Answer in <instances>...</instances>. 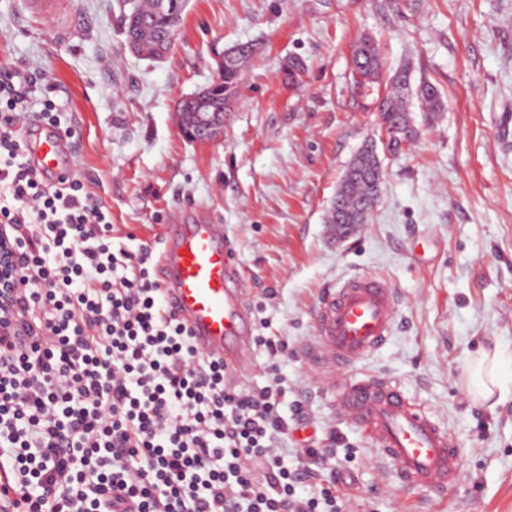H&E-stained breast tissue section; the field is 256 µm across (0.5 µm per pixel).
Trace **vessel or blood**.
<instances>
[{"mask_svg": "<svg viewBox=\"0 0 512 512\" xmlns=\"http://www.w3.org/2000/svg\"><path fill=\"white\" fill-rule=\"evenodd\" d=\"M27 144L44 177L70 172L75 150L55 128L28 127ZM160 243L158 282L166 303L184 322L199 352L241 377L250 338L242 303L229 286L232 263L223 225L173 224ZM394 322L395 296L385 279H349L322 302L314 358L339 371L350 368L387 343ZM336 411L392 462L402 484L443 495L456 482L459 458L451 436L393 381L362 375L337 383Z\"/></svg>", "mask_w": 512, "mask_h": 512, "instance_id": "vessel-or-blood-1", "label": "vessel or blood"}]
</instances>
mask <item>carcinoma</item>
<instances>
[{
    "label": "carcinoma",
    "mask_w": 512,
    "mask_h": 512,
    "mask_svg": "<svg viewBox=\"0 0 512 512\" xmlns=\"http://www.w3.org/2000/svg\"><path fill=\"white\" fill-rule=\"evenodd\" d=\"M124 32L140 37L149 45L153 40L166 34L168 23L158 13L148 14V23L126 18ZM256 47L251 43L241 44V54L224 69V76L215 94L214 105L229 106L238 93V86L246 63L255 56ZM352 65L355 73L365 84L377 82L383 72V64L378 47L374 42L362 37L353 49ZM387 93L379 105L381 122L390 130L386 149L395 152L405 142H411L413 129L409 117V100L417 98L426 112H440L443 104L434 86L423 83L412 87L409 66H404L386 78ZM383 168L374 156V147L366 145L349 162L336 190V210L328 211V224H362L361 212H373L382 193Z\"/></svg>",
    "instance_id": "obj_1"
}]
</instances>
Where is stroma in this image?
Wrapping results in <instances>:
<instances>
[{
    "label": "stroma",
    "instance_id": "stroma-1",
    "mask_svg": "<svg viewBox=\"0 0 512 512\" xmlns=\"http://www.w3.org/2000/svg\"><path fill=\"white\" fill-rule=\"evenodd\" d=\"M0 0V70L35 75L74 132V168L112 216V239L158 252L171 224L224 227L251 336L288 343L278 363L282 456L336 449L344 512H512V0H188L171 52L125 44L120 0ZM386 71L410 65L444 109L412 105L416 137L381 152L384 184L367 223L337 239L325 221L355 153L379 138L385 83L360 86L359 37ZM258 48L224 114V134L187 141L177 103L209 86L217 57ZM304 66L299 82L288 61ZM377 273L396 295L385 347L348 370L400 384L461 456L443 497L398 481L336 414L335 370L309 355L329 290ZM499 348L505 391L474 402L466 368Z\"/></svg>",
    "mask_w": 512,
    "mask_h": 512
}]
</instances>
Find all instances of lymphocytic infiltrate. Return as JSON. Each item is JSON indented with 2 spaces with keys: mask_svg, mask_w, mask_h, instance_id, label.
<instances>
[{
  "mask_svg": "<svg viewBox=\"0 0 512 512\" xmlns=\"http://www.w3.org/2000/svg\"><path fill=\"white\" fill-rule=\"evenodd\" d=\"M36 85L0 74V230L22 283L0 342V512H343L330 451L284 463L280 377L254 391L202 358L109 211L22 162Z\"/></svg>",
  "mask_w": 512,
  "mask_h": 512,
  "instance_id": "lymphocytic-infiltrate-1",
  "label": "lymphocytic infiltrate"
}]
</instances>
